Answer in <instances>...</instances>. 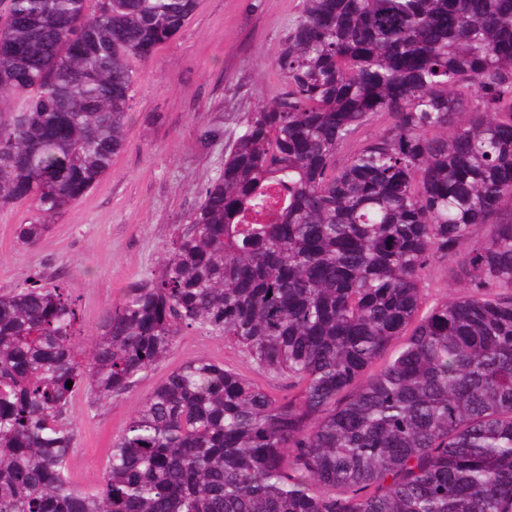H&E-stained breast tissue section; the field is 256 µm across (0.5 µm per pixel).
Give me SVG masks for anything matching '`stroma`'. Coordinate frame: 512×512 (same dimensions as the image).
<instances>
[{
  "label": "stroma",
  "mask_w": 512,
  "mask_h": 512,
  "mask_svg": "<svg viewBox=\"0 0 512 512\" xmlns=\"http://www.w3.org/2000/svg\"><path fill=\"white\" fill-rule=\"evenodd\" d=\"M300 9L301 0H200L192 20L138 64L126 145L111 171L35 247L17 240L18 225L34 215L30 202L0 209V294L36 280L64 283L81 310L80 339L90 344L104 310L157 266L247 113L282 91L272 59ZM464 292L458 258L440 259L429 270L422 308ZM199 356L235 368L274 397L289 393L287 377L258 373L237 347L186 332L167 359L109 403L73 397L76 487L97 488L113 437L172 369Z\"/></svg>",
  "instance_id": "1"
}]
</instances>
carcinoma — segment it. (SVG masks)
<instances>
[{
    "instance_id": "1",
    "label": "carcinoma",
    "mask_w": 512,
    "mask_h": 512,
    "mask_svg": "<svg viewBox=\"0 0 512 512\" xmlns=\"http://www.w3.org/2000/svg\"><path fill=\"white\" fill-rule=\"evenodd\" d=\"M197 5L8 0L0 206L31 201L22 245L112 170L134 62ZM274 65L284 91L90 350L63 284L0 294V512H512V0H303ZM459 252L469 291L421 314ZM187 330L294 392L184 362L75 487L72 397L127 392Z\"/></svg>"
}]
</instances>
